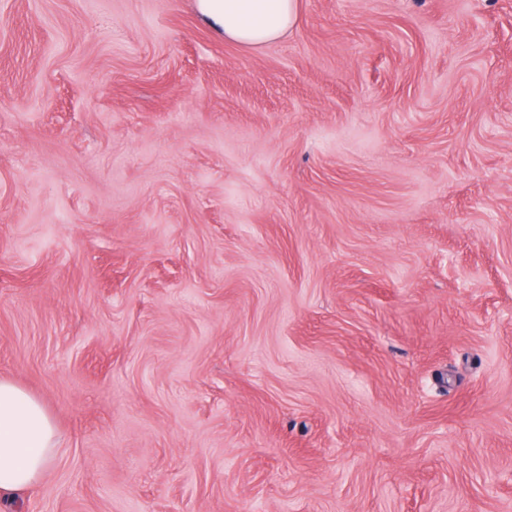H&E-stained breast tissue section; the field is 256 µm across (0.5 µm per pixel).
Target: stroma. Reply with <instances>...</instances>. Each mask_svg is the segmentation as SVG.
<instances>
[{
	"label": "stroma",
	"mask_w": 512,
	"mask_h": 512,
	"mask_svg": "<svg viewBox=\"0 0 512 512\" xmlns=\"http://www.w3.org/2000/svg\"><path fill=\"white\" fill-rule=\"evenodd\" d=\"M10 512H512V0H0ZM195 8L224 41L246 50L283 38L298 18L297 0H195ZM57 431L43 404L0 379V501L11 502L40 482L57 451Z\"/></svg>",
	"instance_id": "stroma-1"
}]
</instances>
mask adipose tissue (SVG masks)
<instances>
[{
	"mask_svg": "<svg viewBox=\"0 0 512 512\" xmlns=\"http://www.w3.org/2000/svg\"><path fill=\"white\" fill-rule=\"evenodd\" d=\"M201 20L225 41L257 50L283 38L298 18V0H195ZM57 451V431L43 404L0 379V501L40 482Z\"/></svg>",
	"mask_w": 512,
	"mask_h": 512,
	"instance_id": "1",
	"label": "adipose tissue"
}]
</instances>
